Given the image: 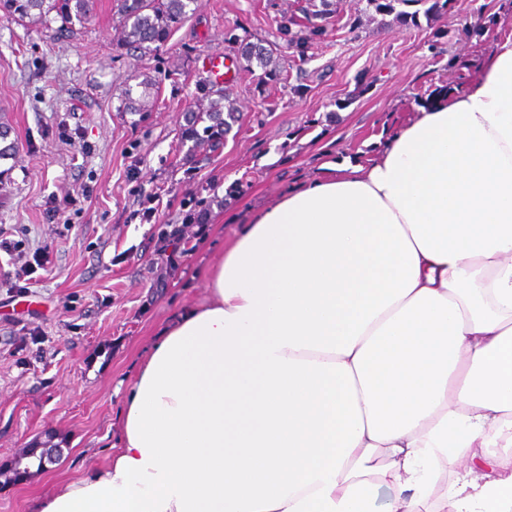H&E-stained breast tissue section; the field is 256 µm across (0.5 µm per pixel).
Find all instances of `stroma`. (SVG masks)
<instances>
[{"label":"stroma","instance_id":"35a3bbf8","mask_svg":"<svg viewBox=\"0 0 512 512\" xmlns=\"http://www.w3.org/2000/svg\"><path fill=\"white\" fill-rule=\"evenodd\" d=\"M309 0H196L157 52L123 48L119 0H93L78 35L52 40L44 27L0 12V227L49 247L53 269L32 288H0V468L36 442L60 448L56 465L0 482V512H32L43 493L103 464L119 441L116 424L154 336L183 307L207 296L206 270L241 225L320 175L324 162L368 163L412 117L421 97L471 81L488 48L512 34L501 0H453L418 25L339 0V16L308 61L276 56L288 84L257 88L240 72L237 120L216 152L190 149L182 131L198 107L204 56L230 55L227 29L270 37L282 16ZM496 17L483 36L461 28ZM358 18L356 33L343 21ZM444 31V52L428 49ZM153 85L149 110L120 111L126 86ZM304 83L305 93H291ZM74 129L61 140L60 126ZM137 164L136 181L126 179ZM93 196L82 200L83 187ZM64 198L60 222L48 196ZM153 199L152 220L140 203ZM202 202V225L182 224L184 200ZM183 225L194 248L163 258L164 225Z\"/></svg>","mask_w":512,"mask_h":512}]
</instances>
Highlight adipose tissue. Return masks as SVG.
I'll list each match as a JSON object with an SVG mask.
<instances>
[{"mask_svg":"<svg viewBox=\"0 0 512 512\" xmlns=\"http://www.w3.org/2000/svg\"><path fill=\"white\" fill-rule=\"evenodd\" d=\"M325 167L241 226L119 447L35 512H512V38Z\"/></svg>","mask_w":512,"mask_h":512,"instance_id":"ef3b65f1","label":"adipose tissue"}]
</instances>
